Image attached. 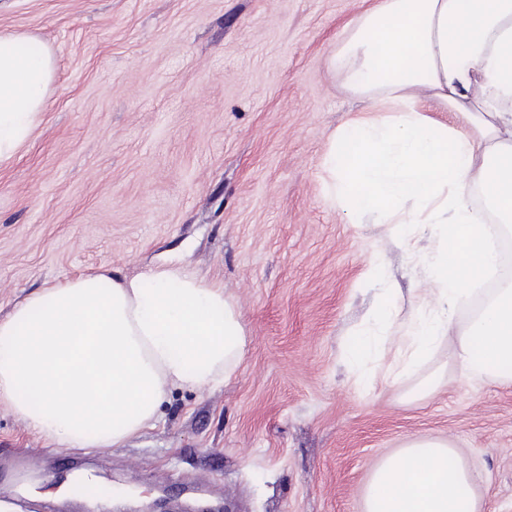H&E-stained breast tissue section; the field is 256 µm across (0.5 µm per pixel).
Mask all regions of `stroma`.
Wrapping results in <instances>:
<instances>
[{"mask_svg":"<svg viewBox=\"0 0 512 512\" xmlns=\"http://www.w3.org/2000/svg\"><path fill=\"white\" fill-rule=\"evenodd\" d=\"M363 0H0V33L51 47L49 106L0 165V319L103 267L177 261L238 303L224 384L173 389L118 448H60L0 405V512H87L73 475L228 512H361L371 467L441 436L512 512V386L471 384L440 347L409 377L356 386L341 359L374 297L383 227L324 201L331 133L362 103L325 58ZM440 377L437 391L419 383Z\"/></svg>","mask_w":512,"mask_h":512,"instance_id":"stroma-1","label":"stroma"}]
</instances>
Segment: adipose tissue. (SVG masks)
I'll use <instances>...</instances> for the list:
<instances>
[{"label": "adipose tissue", "instance_id": "obj_1", "mask_svg": "<svg viewBox=\"0 0 512 512\" xmlns=\"http://www.w3.org/2000/svg\"><path fill=\"white\" fill-rule=\"evenodd\" d=\"M326 69L369 109L330 136L327 204L374 215L388 246L420 253L430 271L395 329L401 291L387 247H373L364 278L375 309L344 353L350 377L373 390L445 343L460 377L512 384V280L455 326L475 280L499 272L498 241L512 237V0H377L345 23ZM53 79L49 48L0 34V164L36 128ZM245 345L222 283L174 262L131 276L103 268L0 319V404L60 447L115 448L156 420L172 389L223 384ZM362 499L363 512H483L474 472L450 440L427 435L380 458Z\"/></svg>", "mask_w": 512, "mask_h": 512}]
</instances>
